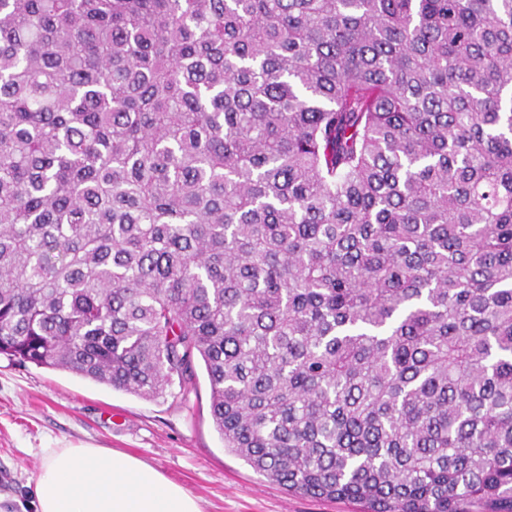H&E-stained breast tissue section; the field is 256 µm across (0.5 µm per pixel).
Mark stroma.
Listing matches in <instances>:
<instances>
[{"instance_id":"stroma-1","label":"stroma","mask_w":512,"mask_h":512,"mask_svg":"<svg viewBox=\"0 0 512 512\" xmlns=\"http://www.w3.org/2000/svg\"><path fill=\"white\" fill-rule=\"evenodd\" d=\"M196 389L149 400L71 372L0 355V512H35L46 448L93 445L136 455L197 497L202 512H362L287 493L224 447L204 368Z\"/></svg>"}]
</instances>
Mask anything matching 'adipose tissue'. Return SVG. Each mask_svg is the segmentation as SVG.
I'll use <instances>...</instances> for the list:
<instances>
[{"mask_svg":"<svg viewBox=\"0 0 512 512\" xmlns=\"http://www.w3.org/2000/svg\"><path fill=\"white\" fill-rule=\"evenodd\" d=\"M34 495L36 512H202L195 496L155 466L91 445L48 449Z\"/></svg>","mask_w":512,"mask_h":512,"instance_id":"adipose-tissue-1","label":"adipose tissue"}]
</instances>
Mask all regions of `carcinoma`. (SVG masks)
<instances>
[{
	"mask_svg": "<svg viewBox=\"0 0 512 512\" xmlns=\"http://www.w3.org/2000/svg\"><path fill=\"white\" fill-rule=\"evenodd\" d=\"M0 354L512 512V0H0Z\"/></svg>",
	"mask_w": 512,
	"mask_h": 512,
	"instance_id": "cac0c4a2",
	"label": "carcinoma"
}]
</instances>
